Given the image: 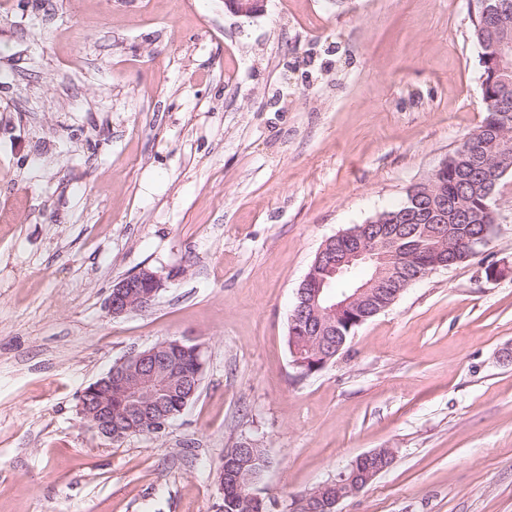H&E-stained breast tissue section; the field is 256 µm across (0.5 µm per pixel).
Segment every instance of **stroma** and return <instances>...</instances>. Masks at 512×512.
Listing matches in <instances>:
<instances>
[{
    "instance_id": "obj_1",
    "label": "stroma",
    "mask_w": 512,
    "mask_h": 512,
    "mask_svg": "<svg viewBox=\"0 0 512 512\" xmlns=\"http://www.w3.org/2000/svg\"><path fill=\"white\" fill-rule=\"evenodd\" d=\"M474 0H0V512H207L262 448L272 512L358 455L341 512H512V176L483 257L288 350L321 244L402 203L484 117ZM165 286L120 318L112 285ZM199 345L197 398L112 442L79 397L120 359Z\"/></svg>"
}]
</instances>
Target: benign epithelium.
<instances>
[{"label":"benign epithelium","mask_w":512,"mask_h":512,"mask_svg":"<svg viewBox=\"0 0 512 512\" xmlns=\"http://www.w3.org/2000/svg\"><path fill=\"white\" fill-rule=\"evenodd\" d=\"M225 5L236 15L250 16L262 10L263 0H225ZM492 57L501 80L508 82L512 76V38L504 30L498 31L492 39ZM425 213L431 223L423 227V232L435 244L424 253L414 250L397 263L391 261V255L404 239V226L400 224L355 225L324 242L299 286L298 304L290 317L295 364H303L304 350L308 346L307 333L311 331L313 321H318L319 327L330 332L336 331V343L331 345L330 351L338 355L346 343V336L339 331L345 314L353 315L349 327H359L366 322L363 311L371 309L377 315L388 309L386 305H374L380 293L387 292L395 301L412 284L460 262L448 241L455 239L458 225L469 222L468 214L434 187L428 192ZM450 216L454 220L452 224L448 223ZM377 238L385 242V248L374 245ZM359 266L370 268L371 278L353 285L348 294H334L332 280L346 276ZM163 286L161 275L143 268L112 285L107 311L117 318L145 309L152 305ZM161 372L171 378L178 376L177 366L156 349L118 361L106 375L83 391L85 398L94 400L92 404L82 402L78 406L83 423L108 440L126 432L124 426L135 420H142L150 424L151 429L164 432L168 424L160 418V411L168 393L159 381ZM114 383L124 388L134 400L128 405L123 420L112 419ZM394 459L395 453L390 448L363 453L336 477L318 484L301 497L294 509L297 512H339L337 506L344 499L365 488L389 468Z\"/></svg>","instance_id":"obj_1"}]
</instances>
